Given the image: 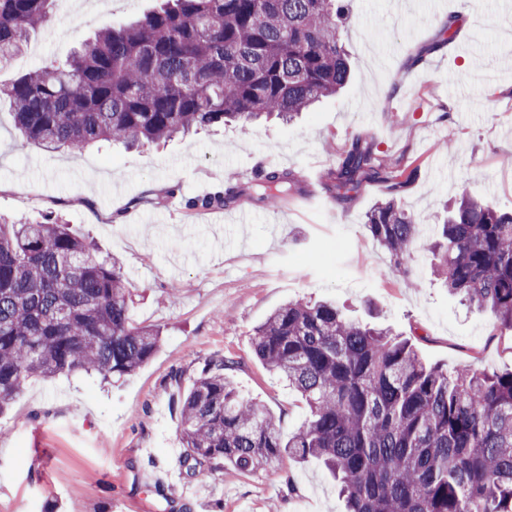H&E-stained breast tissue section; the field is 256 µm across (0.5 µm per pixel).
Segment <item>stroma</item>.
<instances>
[{"mask_svg": "<svg viewBox=\"0 0 512 512\" xmlns=\"http://www.w3.org/2000/svg\"><path fill=\"white\" fill-rule=\"evenodd\" d=\"M158 0H111L106 13L82 0H55L53 20L32 33L8 84L62 62L103 24L120 25ZM343 41L351 79L293 125L214 126L129 151L100 144L81 153L24 143L0 105V216L52 215L113 257L132 288L130 317L160 329L161 346L134 374L32 379L0 415V512H343L333 482L315 461L231 466L181 474L156 486L155 472L180 464L176 399L205 362L233 360L243 394L265 407L283 434L307 417L301 397L255 356L254 328L284 303L332 299L346 315L382 323L425 362L448 368L512 369V333L490 312L462 304L436 281L433 254L412 255L416 287L389 269L364 216L385 197L377 183L336 203L325 191L294 193L277 206L242 201L252 221L229 210H191L189 199L238 182L251 169L292 171L299 184L334 168L363 135L375 154L418 177L399 196L423 239H432L444 202L460 187L512 209V9L506 0H345ZM455 18L454 35L437 33ZM176 299H168L171 287Z\"/></svg>", "mask_w": 512, "mask_h": 512, "instance_id": "35a3bbf8", "label": "stroma"}]
</instances>
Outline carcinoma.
Segmentation results:
<instances>
[{
	"label": "carcinoma",
	"mask_w": 512,
	"mask_h": 512,
	"mask_svg": "<svg viewBox=\"0 0 512 512\" xmlns=\"http://www.w3.org/2000/svg\"><path fill=\"white\" fill-rule=\"evenodd\" d=\"M53 0H0V61L51 21ZM121 26L105 24L63 64L8 85L25 140L81 152L98 142L158 143L215 124L286 122L349 77L342 0H162ZM417 169L381 162L361 138L325 185L346 204L364 181L388 185L365 227L390 268L414 282L412 251L430 246L448 293L491 312L512 332V212L459 192L436 240L425 243L398 194ZM291 172H261L248 189L189 202L230 207L249 194L288 195ZM118 263L68 225L0 219V411L34 377L84 372L122 378L158 350L159 330L129 316ZM256 357L301 394L305 423L284 436L259 403L211 359L180 400L183 466L254 470L283 456L321 463L346 512H512V370L423 361L387 327L346 318L330 301L292 300L255 327Z\"/></svg>",
	"instance_id": "carcinoma-1"
}]
</instances>
